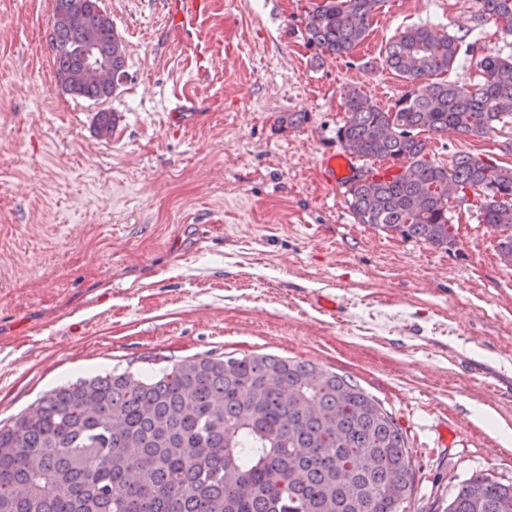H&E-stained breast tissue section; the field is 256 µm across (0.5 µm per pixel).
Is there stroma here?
I'll list each match as a JSON object with an SVG mask.
<instances>
[{"label": "stroma", "instance_id": "obj_1", "mask_svg": "<svg viewBox=\"0 0 512 512\" xmlns=\"http://www.w3.org/2000/svg\"><path fill=\"white\" fill-rule=\"evenodd\" d=\"M101 6L127 71L102 105L58 83L54 0H0V424L80 378L272 355L351 377L392 414L412 456L408 512H443L476 472L512 482V441L475 415L512 426V266L479 197L447 252L356 223L320 175L345 92L389 108L406 84L379 68L387 46L410 27L459 34L476 0H384L351 56L321 65L297 30L309 0H231L190 32L149 0ZM222 34L238 54L200 70L195 45ZM495 52H512V35L488 21L449 81L477 82L478 56ZM182 90L198 112L187 126L169 116ZM509 138L512 123L436 136L429 157L510 168ZM321 292L340 315L314 306Z\"/></svg>", "mask_w": 512, "mask_h": 512}]
</instances>
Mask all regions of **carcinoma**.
<instances>
[{"mask_svg":"<svg viewBox=\"0 0 512 512\" xmlns=\"http://www.w3.org/2000/svg\"><path fill=\"white\" fill-rule=\"evenodd\" d=\"M383 0H310L299 32L313 59L345 57L367 37ZM460 36L404 30L383 54L408 90L383 110L353 88L336 144L364 161L402 164L391 180L349 182L369 224L446 251L458 245L448 182L482 197L481 222L512 264V168L471 153L451 166L428 142L450 130L486 137L512 121V53L479 58L478 82L439 77L492 20L512 34V0H477ZM98 0H54L49 42L68 94L103 103L112 91L80 77L91 42L126 73L111 19L85 34L59 17ZM414 491L402 430L352 378L271 356L185 357L152 376L116 371L57 387L0 426V512H407ZM444 512H512V482L471 476Z\"/></svg>","mask_w":512,"mask_h":512,"instance_id":"cac0c4a2","label":"carcinoma"}]
</instances>
